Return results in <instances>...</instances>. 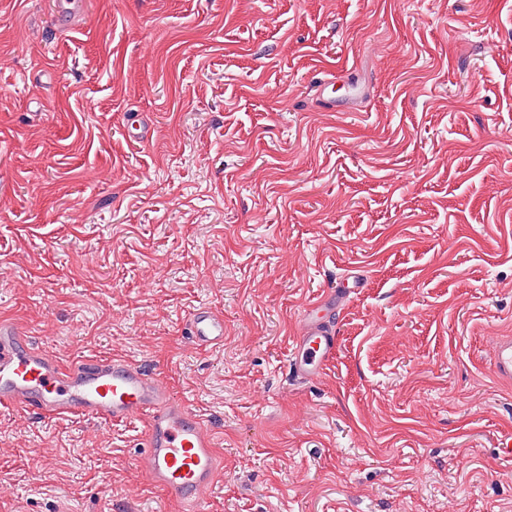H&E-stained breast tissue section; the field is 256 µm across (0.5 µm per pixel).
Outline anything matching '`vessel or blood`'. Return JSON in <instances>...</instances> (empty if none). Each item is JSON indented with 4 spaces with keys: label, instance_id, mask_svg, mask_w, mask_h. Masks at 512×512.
Here are the masks:
<instances>
[{
    "label": "vessel or blood",
    "instance_id": "vessel-or-blood-1",
    "mask_svg": "<svg viewBox=\"0 0 512 512\" xmlns=\"http://www.w3.org/2000/svg\"><path fill=\"white\" fill-rule=\"evenodd\" d=\"M340 292L307 305L297 322L289 373L293 380L318 379L336 347V327L326 318ZM197 346L224 342V315L201 307L192 312ZM493 371L512 385V336L497 337ZM0 406L22 416L61 419L70 415L104 422L146 417V446L137 459L145 481L182 512H210V496L224 475V459L210 430L177 401L161 373L120 358L86 359L61 366L33 346L17 325L0 320Z\"/></svg>",
    "mask_w": 512,
    "mask_h": 512
}]
</instances>
